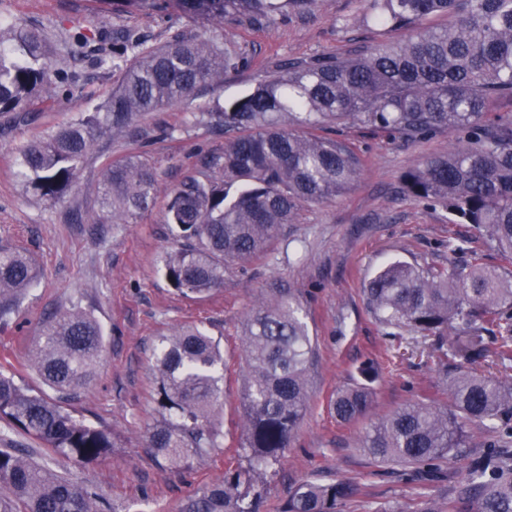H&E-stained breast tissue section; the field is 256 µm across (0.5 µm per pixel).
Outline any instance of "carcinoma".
<instances>
[{"instance_id": "obj_1", "label": "carcinoma", "mask_w": 512, "mask_h": 512, "mask_svg": "<svg viewBox=\"0 0 512 512\" xmlns=\"http://www.w3.org/2000/svg\"><path fill=\"white\" fill-rule=\"evenodd\" d=\"M314 0H177L178 8L208 25L204 33L175 34L160 47L128 59L130 36L112 39L102 66L122 72L119 87L92 112L27 142L19 150L27 189L42 200H63L94 142L108 132H131L143 115L188 103L224 75L248 68L245 53L230 54L219 37L224 18L270 23L287 9L301 12ZM436 17L444 25H429ZM359 25L408 31L362 53L288 59L248 93L209 113L228 140L207 155L196 177L172 192L165 212L174 239L159 271L178 294L204 298L224 288V270L267 255L300 207L335 199L357 181L361 161L341 142L307 138L281 128L286 115L298 125L353 124L388 129L409 139L446 131L468 143L408 170L402 189L446 208L455 224H471L482 244L512 260V119L484 123L493 99L512 102V0H368ZM51 46L42 30L0 23V113L28 119L27 107L47 88L66 83L51 69ZM157 173L140 155L109 163L97 224H131L156 198ZM444 267L394 261L365 288L376 319L437 339V350L459 359L446 372L453 406L416 402L374 423L361 447L380 464L411 469L429 482L448 480L441 465L472 447L467 424L488 425L502 452L473 464L470 479L452 499L431 498L418 512H512V383L475 368L494 356L512 370V278L482 263V250ZM37 279L27 252L0 245V321L17 313L22 293ZM30 363L56 397L0 373V422L45 443L53 453L89 462L112 453V430L97 427L70 401L93 377L105 351L98 320L77 301L53 314ZM315 343L291 295L279 293L254 311L245 334L246 375L240 395L243 432L237 456L246 464L189 497L179 512H260L267 477L276 473L308 410ZM152 368L162 422L147 435L154 457L186 468L221 447L216 421L224 406V353L194 326L159 337ZM364 383L336 392L331 412L340 422L363 416L377 374L360 370ZM0 512H105L83 484L33 461L19 448H0ZM354 484L304 481L279 512H336Z\"/></svg>"}]
</instances>
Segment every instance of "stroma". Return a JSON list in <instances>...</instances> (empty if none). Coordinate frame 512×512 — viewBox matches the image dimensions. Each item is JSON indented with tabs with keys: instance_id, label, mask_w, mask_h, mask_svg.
Here are the masks:
<instances>
[{
	"instance_id": "1",
	"label": "stroma",
	"mask_w": 512,
	"mask_h": 512,
	"mask_svg": "<svg viewBox=\"0 0 512 512\" xmlns=\"http://www.w3.org/2000/svg\"><path fill=\"white\" fill-rule=\"evenodd\" d=\"M364 8L365 0H316L308 13H290L263 26L225 20V51L248 52L253 65L226 75L223 84L202 92L190 107L164 106L144 116L135 134L99 139L71 193L52 203L27 190L19 174V147L105 102L120 81L119 72L94 64L95 45H88L78 59L67 54L71 27L104 38L128 34L156 47L177 32L203 30L205 23L184 14L175 0H156L152 8L127 7L122 0L108 6L98 0H0V19L43 30L51 45L52 69L66 71L72 79L70 95L42 92L30 105L32 118L26 124L14 125L9 115L0 114V243L26 247L39 272L15 317L0 326V372L41 388L29 364L40 325L69 297H80L103 328L105 353L88 388L72 405L88 421L111 428L116 441L106 459L80 464L0 423V448L28 450L36 462L83 482L115 512H177L188 496L237 464L229 449L240 435L245 320L284 289L302 306L317 358L310 408L260 512H278L289 486L305 480L353 481L357 489L339 512H381L385 507L417 512L425 499L442 494L443 487L418 481L407 469L376 463L360 448L370 426L397 408L426 397L450 400L439 379L431 338L382 325L370 312L364 290L390 261L444 266L449 244L477 240L479 231L473 225L451 223L443 208L401 190L405 172L447 153L459 134L444 131L411 141L349 124L324 127L320 136L342 141L362 161L361 175L350 190L301 207L276 249L262 259L229 267L222 292L212 297L179 296L158 271L173 245L164 224L171 191L197 174L203 155L224 149V134L209 122L208 112L271 75L280 61L346 54L379 43L381 31L356 25ZM130 153L143 155L157 169L154 206L131 224L73 221L74 211L91 215L99 210L103 168ZM184 324L204 327L224 351V445L176 471L148 451L144 434L161 419L153 349L160 335ZM368 359L379 371L369 412L352 423L338 422L329 400L336 390L360 382L359 367ZM470 430L473 447L444 465L449 487L465 485L472 463L491 453L488 429L474 424Z\"/></svg>"
}]
</instances>
